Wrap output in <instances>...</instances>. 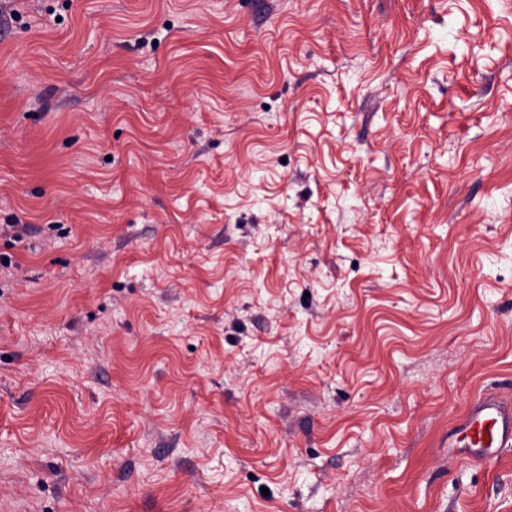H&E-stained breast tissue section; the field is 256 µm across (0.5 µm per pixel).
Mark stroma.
I'll list each match as a JSON object with an SVG mask.
<instances>
[{"label":"stroma","instance_id":"stroma-1","mask_svg":"<svg viewBox=\"0 0 512 512\" xmlns=\"http://www.w3.org/2000/svg\"><path fill=\"white\" fill-rule=\"evenodd\" d=\"M0 512H512V0H0ZM458 428L465 439L457 448L470 457L486 458L512 447V411H506L491 398H479ZM485 432H488V443H485Z\"/></svg>","mask_w":512,"mask_h":512}]
</instances>
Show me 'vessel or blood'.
<instances>
[{
	"mask_svg": "<svg viewBox=\"0 0 512 512\" xmlns=\"http://www.w3.org/2000/svg\"><path fill=\"white\" fill-rule=\"evenodd\" d=\"M459 428L465 435L461 450L470 457L486 458L512 447V411L491 398L478 399Z\"/></svg>",
	"mask_w": 512,
	"mask_h": 512,
	"instance_id": "b4317fda",
	"label": "vessel or blood"
}]
</instances>
